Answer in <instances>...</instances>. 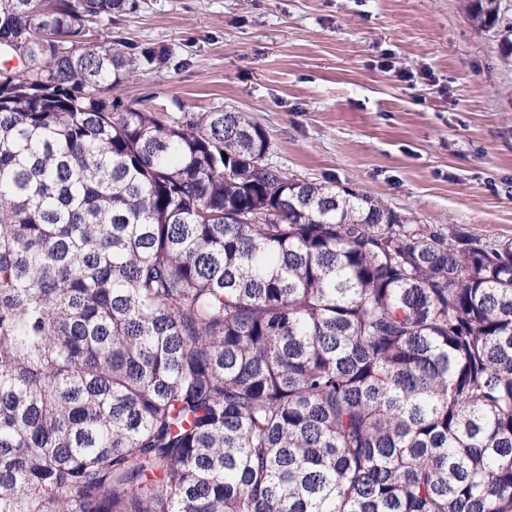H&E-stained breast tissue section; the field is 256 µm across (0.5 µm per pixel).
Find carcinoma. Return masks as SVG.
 <instances>
[{"label":"carcinoma","mask_w":512,"mask_h":512,"mask_svg":"<svg viewBox=\"0 0 512 512\" xmlns=\"http://www.w3.org/2000/svg\"><path fill=\"white\" fill-rule=\"evenodd\" d=\"M130 8L0 0V512H512V242L112 98L168 57L85 41Z\"/></svg>","instance_id":"carcinoma-1"}]
</instances>
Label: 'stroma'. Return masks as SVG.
Segmentation results:
<instances>
[{
	"label": "stroma",
	"mask_w": 512,
	"mask_h": 512,
	"mask_svg": "<svg viewBox=\"0 0 512 512\" xmlns=\"http://www.w3.org/2000/svg\"><path fill=\"white\" fill-rule=\"evenodd\" d=\"M88 42L165 64L116 87L249 113L289 176L512 240V65L459 0H131Z\"/></svg>",
	"instance_id": "stroma-1"
}]
</instances>
